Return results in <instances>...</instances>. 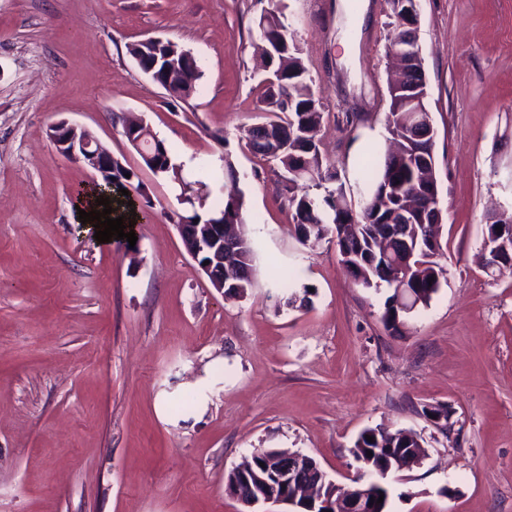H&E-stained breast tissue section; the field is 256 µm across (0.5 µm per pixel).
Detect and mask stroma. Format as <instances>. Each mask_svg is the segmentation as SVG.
Returning <instances> with one entry per match:
<instances>
[{
	"label": "stroma",
	"mask_w": 512,
	"mask_h": 512,
	"mask_svg": "<svg viewBox=\"0 0 512 512\" xmlns=\"http://www.w3.org/2000/svg\"><path fill=\"white\" fill-rule=\"evenodd\" d=\"M320 98V148L353 182L387 149V0H284ZM270 0H0V512H245L226 473L257 448L300 451L339 483L377 425L427 456L389 512H512V271L487 274L492 216H512V0H418L446 279L403 334L386 290L357 287L334 243L301 244L278 178L247 148L262 120L255 20ZM171 40L203 77L176 104L129 55ZM143 117L190 179L224 198L232 161L258 258L218 293L155 176L112 120ZM354 125H347L346 114ZM66 120L134 170L153 202L135 246L77 228L93 171L48 137ZM309 302L299 303L304 288ZM447 405L446 428L423 408Z\"/></svg>",
	"instance_id": "35a3bbf8"
}]
</instances>
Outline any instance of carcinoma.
<instances>
[{
    "instance_id": "obj_1",
    "label": "carcinoma",
    "mask_w": 512,
    "mask_h": 512,
    "mask_svg": "<svg viewBox=\"0 0 512 512\" xmlns=\"http://www.w3.org/2000/svg\"><path fill=\"white\" fill-rule=\"evenodd\" d=\"M394 32L387 46L392 53L407 43L408 28L402 23L405 4L402 0H389ZM286 5L276 0L273 7L263 11L256 20L260 37L266 44L278 40L288 48L272 59L273 81H260V110L264 113V125L274 130L277 139L275 151L268 152L255 141L256 130L249 128L245 137L251 151L277 166L281 192L291 211L296 234L302 243L319 242L331 236L335 238L336 252L340 263L346 268L355 285L361 288L394 289L391 283L389 257L398 253L400 246L385 236L383 227L395 224L402 213L408 211L414 197L428 186L433 195H438L434 181L426 182L424 172H432L434 154L429 152L426 168L419 167L415 156L418 145L409 132L420 126L421 120L430 117L424 99L426 80L421 62L413 65L418 81L417 98L412 100L405 93L389 89V107L386 115L388 129L398 133L403 141L397 148L385 153L382 159L374 160V154L365 155L358 166L359 181L364 186L363 205L360 210L352 208L348 200L345 182L341 181L335 166L323 161L319 148L318 132L321 125V104L312 87V79L303 63L301 50L289 32L284 10ZM130 56L142 69H152L153 81L164 85V80L176 79L178 71L167 68L176 62H187V50L168 40L154 44L137 42L128 46ZM202 78L200 68L194 69L191 81L180 86L174 98L188 103ZM127 142L136 150L144 148L140 136H152L147 126L137 125L123 131ZM143 162L155 175L179 186L180 192L188 195L191 202L180 210L167 214L174 224H183L194 219L210 216L224 218V223L233 225L242 243L237 262L249 268V274L237 279L236 293L246 295L253 287L255 251L247 228L244 200L241 195H230L212 209L205 208L209 197L208 186L192 182L184 176L183 164L176 161L165 143H160L153 152L142 156ZM130 177H125V174ZM112 177L119 185L130 183L137 174L125 167L120 159H112ZM434 224H412L405 248L413 252L408 267V285L416 294L418 305H427L439 291L445 279V269L436 261L441 251L438 237L442 216L434 215ZM395 294L386 297L381 322L395 334L403 332L412 310L395 305ZM372 440H367V437ZM420 441L410 438L404 429L369 427L356 439L352 454L360 467L378 475V464L388 448H420ZM373 456H368L367 452ZM268 449L251 453L225 477V490L231 496L239 494L241 475L257 470Z\"/></svg>"
}]
</instances>
